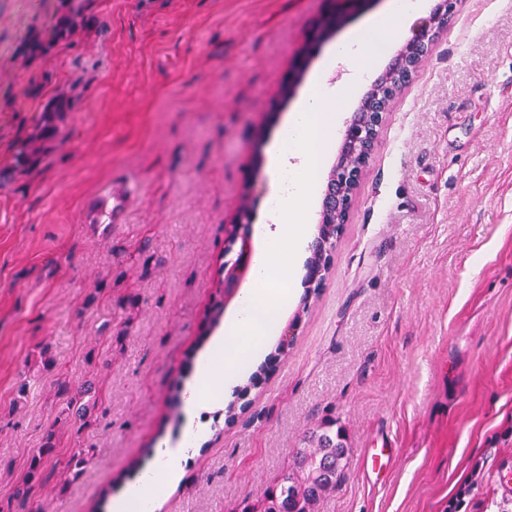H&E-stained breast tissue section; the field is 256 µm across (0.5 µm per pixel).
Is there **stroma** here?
I'll list each match as a JSON object with an SVG mask.
<instances>
[{
    "instance_id": "1",
    "label": "stroma",
    "mask_w": 512,
    "mask_h": 512,
    "mask_svg": "<svg viewBox=\"0 0 512 512\" xmlns=\"http://www.w3.org/2000/svg\"><path fill=\"white\" fill-rule=\"evenodd\" d=\"M76 8L83 27L63 32ZM387 8L0 0V506L48 428L44 470L85 462L38 487L39 512H105L179 439L171 399L251 285L222 280L255 244L268 150L330 50ZM25 142L39 152L20 167ZM116 182L139 188L126 223H89ZM298 277L277 325L294 345L269 342L213 399L158 512L258 499L328 422L348 465L316 512H448L463 487L462 512L512 507V0H459L390 106L319 293ZM95 375L92 425L56 422V381ZM232 402L248 408L231 422ZM380 451L387 465L365 471Z\"/></svg>"
}]
</instances>
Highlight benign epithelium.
<instances>
[{"instance_id": "benign-epithelium-1", "label": "benign epithelium", "mask_w": 512, "mask_h": 512, "mask_svg": "<svg viewBox=\"0 0 512 512\" xmlns=\"http://www.w3.org/2000/svg\"><path fill=\"white\" fill-rule=\"evenodd\" d=\"M457 2L440 0L435 11L419 22L414 36L396 55L385 74L374 83L348 121L321 209L320 223L335 225V235H341L344 224L349 221L356 190L377 147L391 102L413 80L429 52L435 31L448 26ZM312 251L318 255L319 262L308 268V287L319 289L333 262V248L329 247V239L320 234L312 244Z\"/></svg>"}]
</instances>
